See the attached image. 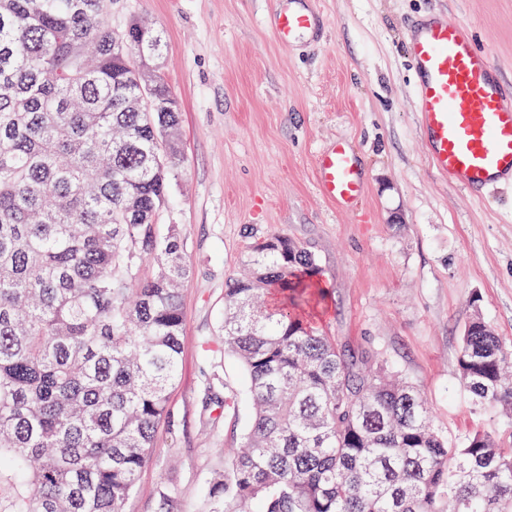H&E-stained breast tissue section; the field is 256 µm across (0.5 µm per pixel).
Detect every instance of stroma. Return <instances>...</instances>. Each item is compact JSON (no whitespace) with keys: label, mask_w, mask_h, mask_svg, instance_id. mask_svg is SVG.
I'll use <instances>...</instances> for the list:
<instances>
[{"label":"stroma","mask_w":512,"mask_h":512,"mask_svg":"<svg viewBox=\"0 0 512 512\" xmlns=\"http://www.w3.org/2000/svg\"><path fill=\"white\" fill-rule=\"evenodd\" d=\"M318 34L289 47L270 32L276 0H116L112 25L162 29L161 68L181 111L183 159L159 224L177 225L190 264L179 376L156 454L126 512H205L206 489L238 448L247 406L220 350L224 289L254 239L285 236L316 257L327 295L314 326L419 385L450 439L480 428L512 442V418L474 412L458 387L473 312L512 352V187L476 200L431 167L406 47L417 16L465 26L512 81V0H314ZM353 143L366 185L354 213L325 198L316 157Z\"/></svg>","instance_id":"35a3bbf8"}]
</instances>
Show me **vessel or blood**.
I'll list each match as a JSON object with an SVG mask.
<instances>
[{
	"label": "vessel or blood",
	"instance_id": "obj_1",
	"mask_svg": "<svg viewBox=\"0 0 512 512\" xmlns=\"http://www.w3.org/2000/svg\"><path fill=\"white\" fill-rule=\"evenodd\" d=\"M317 23L314 9L283 0L272 32L289 46L313 33ZM407 44L419 74L418 122L434 169L469 192L511 182L512 87L501 80L489 55L475 46L466 27L444 18L417 22ZM316 170L326 198L348 208L362 200L365 183L349 143L321 152Z\"/></svg>",
	"mask_w": 512,
	"mask_h": 512
}]
</instances>
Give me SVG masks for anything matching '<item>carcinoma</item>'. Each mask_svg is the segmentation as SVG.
<instances>
[{"instance_id": "cac0c4a2", "label": "carcinoma", "mask_w": 512, "mask_h": 512, "mask_svg": "<svg viewBox=\"0 0 512 512\" xmlns=\"http://www.w3.org/2000/svg\"><path fill=\"white\" fill-rule=\"evenodd\" d=\"M113 0H0V512H126L179 373L189 268L160 207L182 159L163 32ZM225 289L249 424L207 512H512V445L451 441L420 388L312 327L317 259L258 239ZM279 301L264 307L266 294ZM459 384L512 416V353L474 313Z\"/></svg>"}]
</instances>
